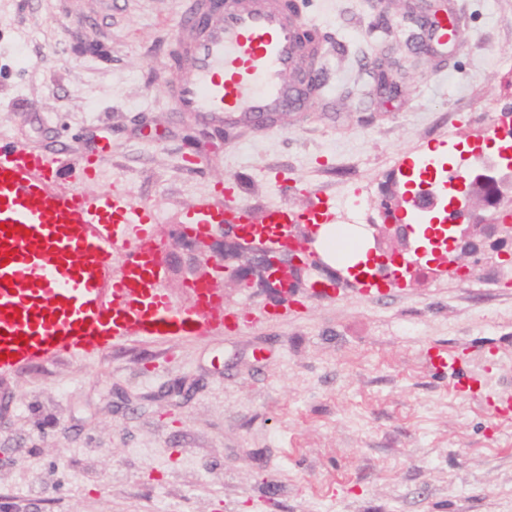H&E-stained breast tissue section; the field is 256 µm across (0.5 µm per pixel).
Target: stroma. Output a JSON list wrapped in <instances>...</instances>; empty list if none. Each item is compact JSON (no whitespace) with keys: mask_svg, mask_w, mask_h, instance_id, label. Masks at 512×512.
I'll return each instance as SVG.
<instances>
[{"mask_svg":"<svg viewBox=\"0 0 512 512\" xmlns=\"http://www.w3.org/2000/svg\"><path fill=\"white\" fill-rule=\"evenodd\" d=\"M324 85L269 126L204 127L164 90L180 0H0V141L51 154L63 187L104 153L115 191L179 223L238 183L254 213L335 202L379 221L412 164L491 155L512 105V0H447L458 33L409 51L408 0H298ZM391 62L396 96L378 94ZM409 165L397 166L400 156ZM363 208L350 210L352 198ZM366 296L223 288L209 336L134 333L0 370V512H512V415L464 400L424 357L512 396V254L436 265ZM431 349H434V353L430 355L428 351L427 356L435 370L446 368L453 369L454 365L465 355L464 351L444 345L433 346Z\"/></svg>","mask_w":512,"mask_h":512,"instance_id":"obj_1","label":"stroma"}]
</instances>
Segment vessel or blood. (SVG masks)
<instances>
[{
    "mask_svg": "<svg viewBox=\"0 0 512 512\" xmlns=\"http://www.w3.org/2000/svg\"><path fill=\"white\" fill-rule=\"evenodd\" d=\"M179 67L165 82L172 109L214 127L227 116L258 125L292 108L304 46L277 0H188L178 22ZM54 158L20 141L0 146V369L47 355H87L97 337L207 335L223 302L215 287L189 307L159 286L165 266L152 208L108 191L56 187ZM324 200L304 214L267 209L264 223L330 224ZM191 224L254 223L228 195L222 214L193 209ZM124 253L125 284L112 279Z\"/></svg>",
    "mask_w": 512,
    "mask_h": 512,
    "instance_id": "obj_1",
    "label": "vessel or blood"
}]
</instances>
